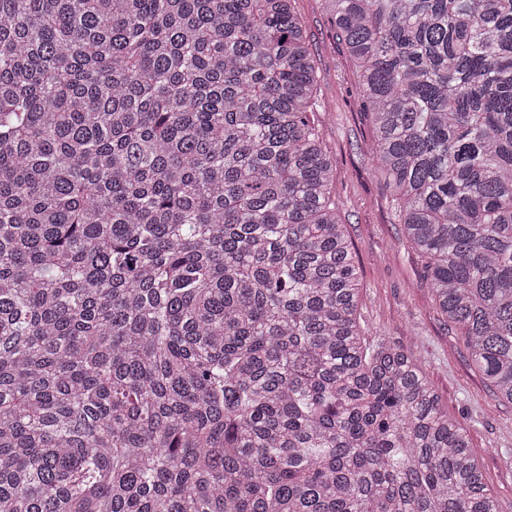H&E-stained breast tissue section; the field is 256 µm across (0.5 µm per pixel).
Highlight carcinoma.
I'll return each instance as SVG.
<instances>
[{"instance_id":"cac0c4a2","label":"carcinoma","mask_w":512,"mask_h":512,"mask_svg":"<svg viewBox=\"0 0 512 512\" xmlns=\"http://www.w3.org/2000/svg\"><path fill=\"white\" fill-rule=\"evenodd\" d=\"M295 0H0V512H496L362 334ZM424 284L512 404V0H325Z\"/></svg>"}]
</instances>
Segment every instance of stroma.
I'll return each instance as SVG.
<instances>
[{
	"label": "stroma",
	"mask_w": 512,
	"mask_h": 512,
	"mask_svg": "<svg viewBox=\"0 0 512 512\" xmlns=\"http://www.w3.org/2000/svg\"><path fill=\"white\" fill-rule=\"evenodd\" d=\"M317 53L320 138L336 162L339 214L354 246L367 337L386 336L419 355L441 403L466 429L497 512H512V405L496 402L472 366L457 331L448 329L422 262L399 234L363 146L372 136L354 68L331 29L323 0H296Z\"/></svg>",
	"instance_id": "35a3bbf8"
}]
</instances>
